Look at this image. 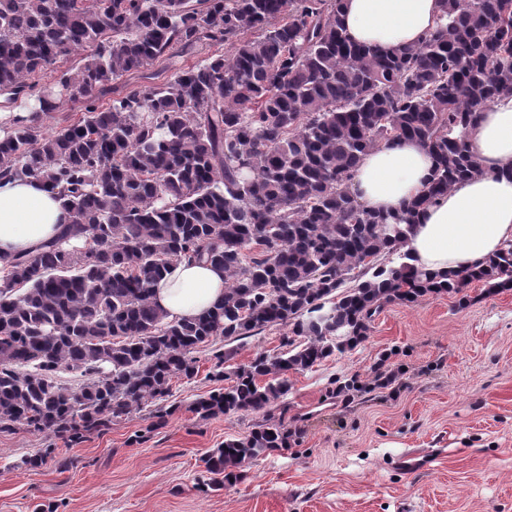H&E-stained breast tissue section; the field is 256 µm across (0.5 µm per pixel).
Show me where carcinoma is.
<instances>
[{"mask_svg":"<svg viewBox=\"0 0 512 512\" xmlns=\"http://www.w3.org/2000/svg\"><path fill=\"white\" fill-rule=\"evenodd\" d=\"M443 5L421 44L384 52L345 36L340 0H0L6 102L44 65L85 53L0 135V179L37 181L69 209L55 238L0 270V433L79 441L166 396L172 378H193L190 354L212 337L287 327L290 350L257 354L197 404L264 413L205 460L221 487L243 462L288 447L271 410L287 374L355 348L385 305L474 280L511 288L512 241L448 282L405 249L419 211L481 172L466 131L512 96V0ZM227 42V59L98 105L109 82L177 45ZM61 98L83 115L46 135ZM407 138L435 158L425 189L403 213L364 209L349 187L361 160ZM182 260L224 267V299L191 321L153 302ZM63 369L87 382L61 383Z\"/></svg>","mask_w":512,"mask_h":512,"instance_id":"carcinoma-1","label":"carcinoma"}]
</instances>
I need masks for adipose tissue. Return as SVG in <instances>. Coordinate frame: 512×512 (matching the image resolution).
<instances>
[{
	"instance_id": "obj_1",
	"label": "adipose tissue",
	"mask_w": 512,
	"mask_h": 512,
	"mask_svg": "<svg viewBox=\"0 0 512 512\" xmlns=\"http://www.w3.org/2000/svg\"><path fill=\"white\" fill-rule=\"evenodd\" d=\"M442 0H344L342 24L353 42L384 51L413 46L433 31ZM484 172L427 206L408 233L407 248L423 270L442 276L477 269L512 241V97L484 108L467 133ZM435 161L415 140L366 155L351 191L368 210L402 211L424 190ZM68 220L63 198L42 184L0 181V268L54 238ZM170 317L190 319L224 296V272L210 263H174L154 287Z\"/></svg>"
}]
</instances>
